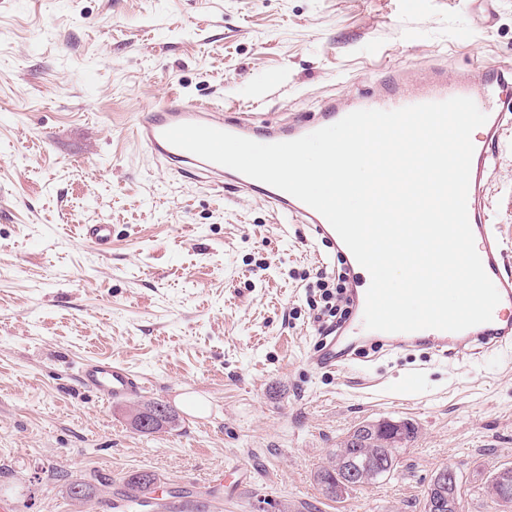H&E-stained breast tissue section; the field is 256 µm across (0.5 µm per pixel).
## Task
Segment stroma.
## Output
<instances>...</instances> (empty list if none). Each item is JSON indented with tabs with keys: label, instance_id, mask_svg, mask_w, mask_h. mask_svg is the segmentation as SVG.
<instances>
[{
	"label": "stroma",
	"instance_id": "stroma-1",
	"mask_svg": "<svg viewBox=\"0 0 512 512\" xmlns=\"http://www.w3.org/2000/svg\"><path fill=\"white\" fill-rule=\"evenodd\" d=\"M480 61L512 66V0H0V512H112L142 471L206 512H423L444 466L461 512H502L487 486L512 465V345L319 368L330 247L132 139L172 92L280 124L356 102L388 65L418 81ZM490 186L512 262V144ZM88 224L111 225L107 248ZM90 357L144 389L98 401ZM158 400L174 421L136 431L132 407ZM404 419L418 434L392 475L323 497L314 473L355 427ZM76 479L95 497L71 499Z\"/></svg>",
	"mask_w": 512,
	"mask_h": 512
}]
</instances>
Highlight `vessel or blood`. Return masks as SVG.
Masks as SVG:
<instances>
[{
    "label": "vessel or blood",
    "instance_id": "b4317fda",
    "mask_svg": "<svg viewBox=\"0 0 512 512\" xmlns=\"http://www.w3.org/2000/svg\"><path fill=\"white\" fill-rule=\"evenodd\" d=\"M433 79L439 90L409 91V77L400 71L386 70L380 78L377 93L363 96L358 106L362 109L396 110L407 106L441 102L453 97H472L480 94L487 102V121L481 138L474 140V154L470 170L467 196L468 219L474 237L481 241L479 256L483 267L500 294V309L494 310L490 322L460 332L434 329L415 332L387 333L370 331L360 315L365 308L370 275L355 259L330 223L316 210L294 196L273 186H258L255 179L236 170L207 161L166 141L164 133L180 124H201L240 137L263 135L267 142L292 141L320 128L332 125L348 115V108L336 101H327L321 112L311 121H293L282 127L273 124L256 125L245 113L225 115L223 108L185 100L172 93L160 104L144 110L135 125V138L141 148L155 161L169 165L178 173L191 178H207L215 184H228L242 193H255L265 199L278 216L302 220L316 236L332 243L338 255L344 257L348 271L357 287L353 292L358 317L343 325L337 336L323 344L313 362L319 367L334 369L349 358L354 342L372 338L392 347H413L422 343L433 345L446 356L480 349H495L512 342V316L504 305H512V266L504 260L505 240L501 228L494 222V214L487 193L490 163L495 149L504 140L512 138V99L504 91L512 86V68L490 63L476 65L472 71L456 80H448L445 71L434 69ZM79 383L101 400L115 401L138 391L142 383L138 376L116 361L88 362L78 375Z\"/></svg>",
    "mask_w": 512,
    "mask_h": 512
}]
</instances>
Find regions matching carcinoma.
Returning a JSON list of instances; mask_svg holds the SVG:
<instances>
[{
  "label": "carcinoma",
  "instance_id": "carcinoma-1",
  "mask_svg": "<svg viewBox=\"0 0 512 512\" xmlns=\"http://www.w3.org/2000/svg\"><path fill=\"white\" fill-rule=\"evenodd\" d=\"M417 435V428L411 427L400 438L392 437V431L379 430L361 436L349 435L336 449L328 465L319 468L315 478L322 494L339 502L347 489L340 486L345 478L344 471L349 467H357L361 471L359 484L376 483L393 473L396 468L397 456L400 450ZM359 438L360 443L353 442ZM506 477L490 480V492L499 500H512V466L505 468ZM157 478L149 473H135L124 479L122 500L126 502L128 512H134V507L145 505L148 496L155 491Z\"/></svg>",
  "mask_w": 512,
  "mask_h": 512
}]
</instances>
